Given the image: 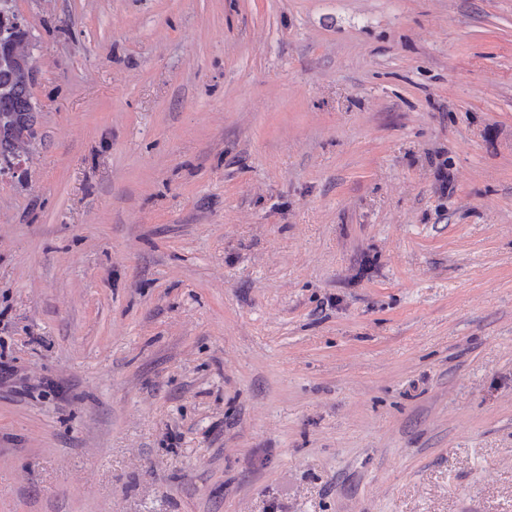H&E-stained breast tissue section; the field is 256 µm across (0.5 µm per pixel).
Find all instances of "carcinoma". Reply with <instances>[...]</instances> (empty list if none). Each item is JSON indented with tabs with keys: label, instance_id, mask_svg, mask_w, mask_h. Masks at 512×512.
<instances>
[{
	"label": "carcinoma",
	"instance_id": "obj_1",
	"mask_svg": "<svg viewBox=\"0 0 512 512\" xmlns=\"http://www.w3.org/2000/svg\"><path fill=\"white\" fill-rule=\"evenodd\" d=\"M27 29L0 22V170L19 164L38 135L37 110L30 87L35 75L29 68L23 43Z\"/></svg>",
	"mask_w": 512,
	"mask_h": 512
}]
</instances>
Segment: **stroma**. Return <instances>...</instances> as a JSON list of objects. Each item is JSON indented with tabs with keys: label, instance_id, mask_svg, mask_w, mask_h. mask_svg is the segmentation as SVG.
I'll list each match as a JSON object with an SVG mask.
<instances>
[{
	"label": "stroma",
	"instance_id": "35a3bbf8",
	"mask_svg": "<svg viewBox=\"0 0 512 512\" xmlns=\"http://www.w3.org/2000/svg\"><path fill=\"white\" fill-rule=\"evenodd\" d=\"M0 512H512V0H13ZM9 2L7 12L19 19L13 9V0ZM23 29L13 23L0 21V170L19 164L32 146L27 137H38L37 110L32 102L30 87L35 75L29 68L23 43L27 29L20 20Z\"/></svg>",
	"mask_w": 512,
	"mask_h": 512
}]
</instances>
